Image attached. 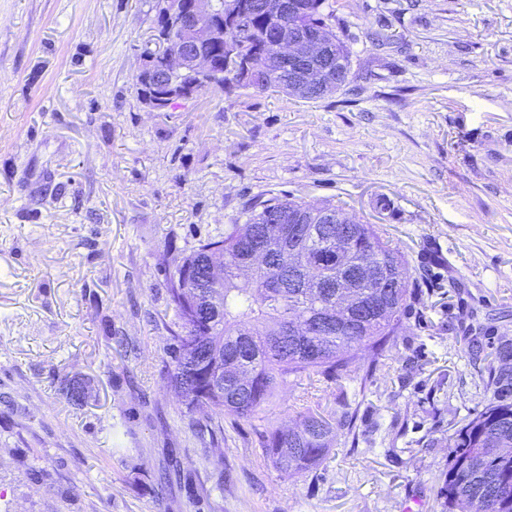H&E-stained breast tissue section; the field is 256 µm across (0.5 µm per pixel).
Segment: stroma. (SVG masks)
<instances>
[{
    "mask_svg": "<svg viewBox=\"0 0 512 512\" xmlns=\"http://www.w3.org/2000/svg\"><path fill=\"white\" fill-rule=\"evenodd\" d=\"M330 2L344 91L150 112L152 0H0V512H445L448 436L512 339V0ZM274 196L382 225L419 300L379 364L196 422L165 373L173 260ZM305 409L336 445L288 479L261 433Z\"/></svg>",
    "mask_w": 512,
    "mask_h": 512,
    "instance_id": "stroma-1",
    "label": "stroma"
}]
</instances>
